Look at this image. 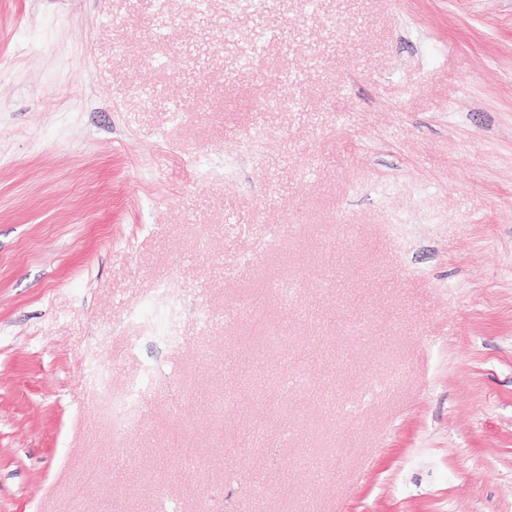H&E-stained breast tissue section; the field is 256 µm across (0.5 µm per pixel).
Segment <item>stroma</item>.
<instances>
[{"instance_id": "35a3bbf8", "label": "stroma", "mask_w": 512, "mask_h": 512, "mask_svg": "<svg viewBox=\"0 0 512 512\" xmlns=\"http://www.w3.org/2000/svg\"><path fill=\"white\" fill-rule=\"evenodd\" d=\"M206 3L0 0V512H512V0ZM141 393L134 384L130 385L127 390L120 396L111 397L106 395L109 404L112 406V416L129 420L133 416L135 405L139 400Z\"/></svg>"}]
</instances>
